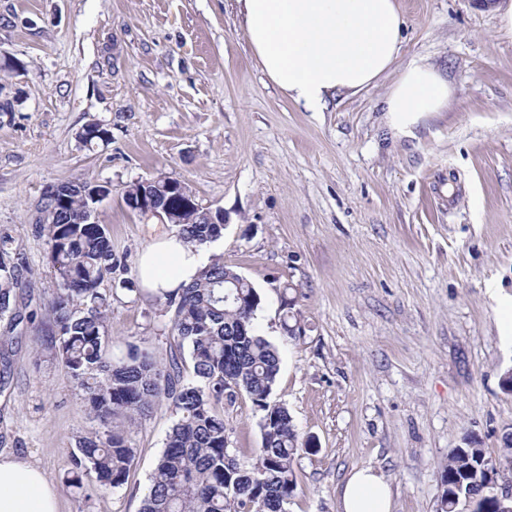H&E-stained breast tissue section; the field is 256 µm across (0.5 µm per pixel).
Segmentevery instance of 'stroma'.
<instances>
[{
  "label": "stroma",
  "instance_id": "35a3bbf8",
  "mask_svg": "<svg viewBox=\"0 0 512 512\" xmlns=\"http://www.w3.org/2000/svg\"><path fill=\"white\" fill-rule=\"evenodd\" d=\"M397 60L427 58L448 77L447 111L396 136L384 77L321 112L287 101L252 59L235 0H0V235L24 268L13 307L56 290L37 218L47 186L107 183L96 220L125 266L112 296L109 349L178 352L172 314L141 289L142 251L171 224L129 209L132 182L183 180L230 216L224 263L257 290L256 326L280 352L274 398L318 448L298 461L288 512H340L349 472L370 467L392 512H436L449 449L477 442L512 490V339L497 299L512 295V42L477 0H398ZM98 121L109 142L82 144ZM292 312L301 333L282 326ZM42 321H0V452L38 466L59 512H140L175 415L158 405L126 424L136 459L116 490L66 482L69 452L97 427L47 345ZM227 448L244 466L261 414L243 394L223 404Z\"/></svg>",
  "mask_w": 512,
  "mask_h": 512
}]
</instances>
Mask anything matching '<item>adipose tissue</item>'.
<instances>
[{"label": "adipose tissue", "instance_id": "1", "mask_svg": "<svg viewBox=\"0 0 512 512\" xmlns=\"http://www.w3.org/2000/svg\"><path fill=\"white\" fill-rule=\"evenodd\" d=\"M252 56L263 75L295 105L320 112L341 93L355 95L385 74L395 79L384 118L397 135H413L446 111L447 77L425 59L397 68L405 20L396 0H236ZM206 262L203 249L163 235L142 252L137 280L147 293L190 283ZM59 494L42 470L0 453V512H58ZM342 512H391L389 484L373 468L352 470Z\"/></svg>", "mask_w": 512, "mask_h": 512}]
</instances>
